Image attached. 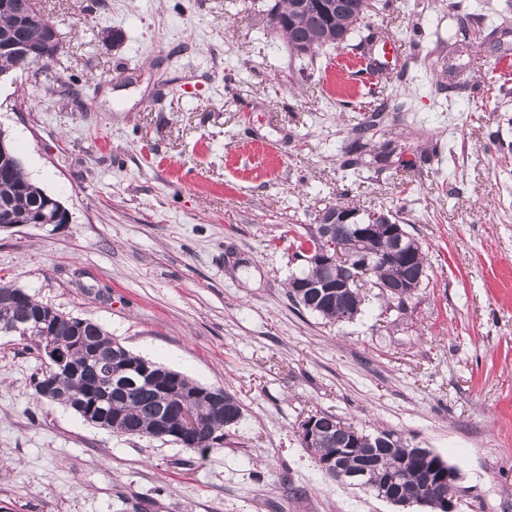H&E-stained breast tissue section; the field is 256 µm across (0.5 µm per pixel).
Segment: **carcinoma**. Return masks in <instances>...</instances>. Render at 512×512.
<instances>
[{
  "label": "carcinoma",
  "mask_w": 512,
  "mask_h": 512,
  "mask_svg": "<svg viewBox=\"0 0 512 512\" xmlns=\"http://www.w3.org/2000/svg\"><path fill=\"white\" fill-rule=\"evenodd\" d=\"M367 8L364 0H275L266 10L267 26L281 35L288 48L302 55L314 52L323 46H337L344 42L352 31L361 25ZM8 37L13 43L22 46L41 45L45 40L44 17L38 14L28 0H0V39ZM379 114L362 120L354 127V136L347 145L350 153L367 149L370 142L366 141L367 133L377 125ZM44 206V190L30 180L24 173L19 158L11 160L9 176L0 175V218L6 216L11 224H27ZM346 210L353 212L355 208L348 205L328 207L319 215V225L305 231L294 244L298 250L312 246L316 250L330 249L333 240H340L348 245L353 255L360 253V247L347 236V229L342 224L335 225L331 236L323 237L320 233L321 224L328 221L334 211ZM406 250L412 252L410 266L404 263L378 262L370 269L375 278L374 286L379 288V295L391 303L394 298L385 286L392 282H424L422 275L426 273V258L419 241L410 236L405 239ZM347 266L338 264L332 268L309 265L299 277L316 283L333 285L345 278ZM309 302L313 306L308 311L328 321L346 319V309L354 303V299L344 293L329 298L319 296L315 289H309ZM21 302L16 312L22 317H30L31 321L24 325L28 330L27 341L31 347L40 349L39 337L44 335V326L38 325L36 316L40 313L52 316L50 305L36 300L22 288L7 283H0V308L5 303ZM83 326L78 329L77 339L70 340L71 331L66 321H61L56 335L63 337L68 358L73 363L85 360L86 352L97 349L100 352L121 353L120 372L112 376V391L107 401L100 406L106 417L117 420L112 432L118 435L155 438L159 433L157 424L159 416H166L165 430L167 440L183 448L205 452L213 448L224 447V429L232 427L230 420L242 418L239 401L221 388H214L220 393L222 402L194 404L199 422V431L192 436H179L181 430L180 414L167 412L171 401L140 375V368L148 365L153 371L179 378V390L182 395H189L201 388L183 373L136 355L121 342L109 335L100 325L82 319ZM53 402L69 411L74 407L90 405L94 400L95 388L89 377L61 374ZM322 438L312 449L315 463L337 454L349 444L350 429L342 426L333 414H320ZM391 430H378L373 437L376 447L363 461L346 454L339 458L343 466L355 468L364 465V481L369 485L381 483L387 479L396 480L398 490L406 495L426 496L431 493L428 467L422 461L413 460L407 467L400 468L403 450L409 447L405 442L399 447L389 446Z\"/></svg>",
  "instance_id": "carcinoma-1"
}]
</instances>
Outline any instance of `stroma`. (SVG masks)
Wrapping results in <instances>:
<instances>
[{"instance_id":"1","label":"stroma","mask_w":512,"mask_h":512,"mask_svg":"<svg viewBox=\"0 0 512 512\" xmlns=\"http://www.w3.org/2000/svg\"><path fill=\"white\" fill-rule=\"evenodd\" d=\"M60 46L0 82V129L66 224L0 229V281L235 396L203 453L118 436L37 399L46 363L0 336V512H395L298 436L331 413L459 472L457 512H512V0H371L342 45L291 54L270 0H31ZM486 32L467 51L455 12ZM120 31L117 44L105 30ZM405 42L386 63L381 40ZM374 64L373 86L354 66ZM398 149L344 167L367 95ZM396 214L427 258L406 311L296 307L293 236L336 199Z\"/></svg>"}]
</instances>
